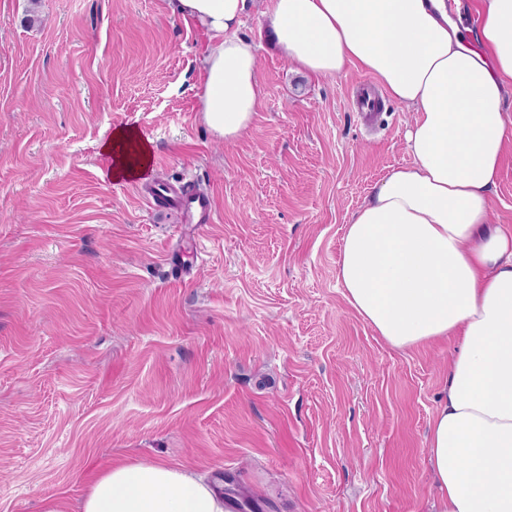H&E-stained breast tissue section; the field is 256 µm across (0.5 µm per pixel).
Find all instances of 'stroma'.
Masks as SVG:
<instances>
[{
  "instance_id": "35a3bbf8",
  "label": "stroma",
  "mask_w": 512,
  "mask_h": 512,
  "mask_svg": "<svg viewBox=\"0 0 512 512\" xmlns=\"http://www.w3.org/2000/svg\"><path fill=\"white\" fill-rule=\"evenodd\" d=\"M248 0L261 104L203 122L204 29L166 0H0V512H79L91 474L169 460L261 512H431L447 343L390 348L336 280L344 226L408 165L415 114L354 112L367 76L298 72ZM132 125L146 180L210 194L213 224L103 179ZM512 229V141L492 190Z\"/></svg>"
}]
</instances>
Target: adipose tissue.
<instances>
[{
    "instance_id": "adipose-tissue-1",
    "label": "adipose tissue",
    "mask_w": 512,
    "mask_h": 512,
    "mask_svg": "<svg viewBox=\"0 0 512 512\" xmlns=\"http://www.w3.org/2000/svg\"><path fill=\"white\" fill-rule=\"evenodd\" d=\"M247 0H169L205 28L200 110L238 139L261 98L257 48L237 28ZM465 34L445 0H270L269 27L300 72L369 75L412 109L413 161L390 170L346 224L338 284L378 336L406 350L454 346L447 394L430 422L434 512H512V231L491 224V192L512 137V0H478ZM108 180L141 178L150 142L120 127L101 143ZM81 512H228L224 495L163 460L115 461Z\"/></svg>"
}]
</instances>
